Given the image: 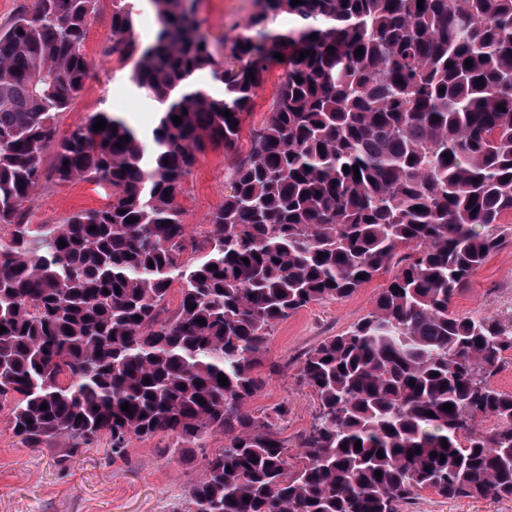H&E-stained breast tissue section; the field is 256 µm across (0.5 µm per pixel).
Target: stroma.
Returning a JSON list of instances; mask_svg holds the SVG:
<instances>
[{
    "instance_id": "stroma-1",
    "label": "stroma",
    "mask_w": 512,
    "mask_h": 512,
    "mask_svg": "<svg viewBox=\"0 0 512 512\" xmlns=\"http://www.w3.org/2000/svg\"><path fill=\"white\" fill-rule=\"evenodd\" d=\"M257 10L256 0H198L195 21L200 32L218 44L244 26ZM111 14L112 0H99L84 42L90 77L70 110L63 113L60 132L98 111L121 113L142 131L152 126L155 102L134 90L128 78L129 64L104 54L111 39ZM280 78V68L265 73L242 124L240 149L249 148L253 132L266 119ZM231 164L223 148L210 146L199 153L179 196L183 220L194 238L202 237L210 215L223 204ZM111 199L112 191L104 185L47 181L35 192L29 216L35 224L55 223L77 211L104 208ZM388 282V274H378L353 296L310 304L274 329L266 357L278 370L266 375L249 408L258 413L287 404L288 419L281 436L288 443H295L309 429L316 412L312 392L299 376L303 355L369 313L377 293ZM454 307L473 317L502 315L512 308V247L490 256L474 273L468 291L456 297ZM8 415V410L0 411V512H173L196 479L202 456L224 444L219 437L208 439L199 458L189 463L165 454L172 440L164 435L133 441L117 457L103 440L68 459L63 449L24 444L14 435ZM411 512H512V501H452L427 490Z\"/></svg>"
}]
</instances>
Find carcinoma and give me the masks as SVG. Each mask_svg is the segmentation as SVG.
Instances as JSON below:
<instances>
[{
	"instance_id": "1",
	"label": "carcinoma",
	"mask_w": 512,
	"mask_h": 512,
	"mask_svg": "<svg viewBox=\"0 0 512 512\" xmlns=\"http://www.w3.org/2000/svg\"><path fill=\"white\" fill-rule=\"evenodd\" d=\"M98 2L33 0L0 26V406L14 433L67 458L164 433L182 460L223 436L177 512H401L424 490L512 500V393L490 384L512 319L452 308L507 242L512 0H261L221 51L194 0H151L145 45L133 0H112L105 55L133 60L157 121L144 135L96 112L61 136ZM281 14L288 32L268 29ZM274 66L277 96L243 156V115ZM207 144L233 155L230 191L187 258L179 195ZM355 165L358 179L343 170ZM49 179L106 184L112 203L31 224L27 203ZM381 271L391 279L372 311L300 364L317 407L291 463L288 405L246 408L269 337Z\"/></svg>"
}]
</instances>
